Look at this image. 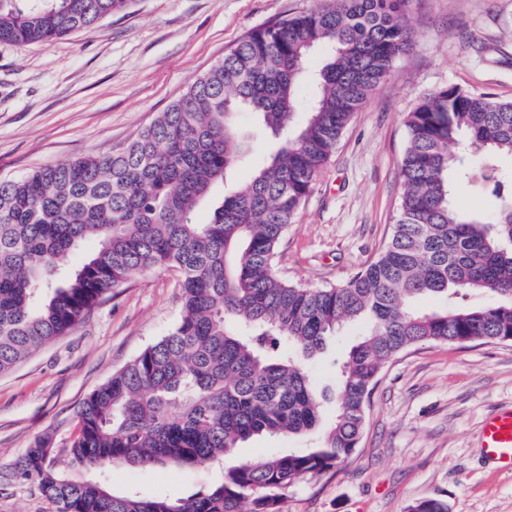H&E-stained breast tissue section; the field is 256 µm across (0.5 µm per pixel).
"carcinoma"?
I'll return each instance as SVG.
<instances>
[{
  "label": "carcinoma",
  "mask_w": 512,
  "mask_h": 512,
  "mask_svg": "<svg viewBox=\"0 0 512 512\" xmlns=\"http://www.w3.org/2000/svg\"><path fill=\"white\" fill-rule=\"evenodd\" d=\"M410 0H330L256 29L195 78L123 149L0 180V374L68 333L135 274L178 272L183 315L81 403L78 433L48 434L9 463L14 483L54 512H282L281 490L345 464L384 365L424 343L512 339V102L442 88L405 113L402 195L378 258L346 284L304 288L273 271L277 246L353 115L413 47ZM128 0H0V43L25 46L89 28ZM316 47L310 111L296 89ZM248 112L278 141L207 222L200 204L248 147ZM481 180L501 201L487 219L458 188ZM93 240L76 265L70 256ZM491 294L494 300L462 299ZM439 296L444 306L414 301ZM367 332L339 365L336 415L303 362L349 323ZM315 435L309 450L224 468L186 497L112 492L116 465H222L256 436ZM94 470L76 480L58 465Z\"/></svg>",
  "instance_id": "carcinoma-1"
}]
</instances>
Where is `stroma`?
<instances>
[{
  "label": "stroma",
  "mask_w": 512,
  "mask_h": 512,
  "mask_svg": "<svg viewBox=\"0 0 512 512\" xmlns=\"http://www.w3.org/2000/svg\"><path fill=\"white\" fill-rule=\"evenodd\" d=\"M325 0H132L98 24L27 46L0 44V180L119 150L250 31ZM414 46L340 137L285 233L275 273L307 288L346 283L374 261L395 222L404 115L458 86L512 101V0H411ZM178 275L154 269L114 289L69 333L0 375V512H53L8 481V464L52 434L65 445L81 402L174 326ZM347 325L308 365L333 394L336 365L365 331ZM512 407V342L420 344L383 368L349 463L284 490L283 512H408L438 498L448 512H512V472L489 461L480 432ZM308 437H255L226 465L311 447ZM220 477L207 465L112 470V491L183 497Z\"/></svg>",
  "instance_id": "1"
}]
</instances>
